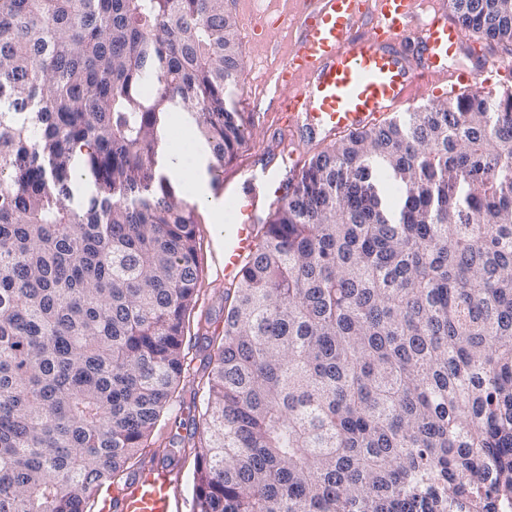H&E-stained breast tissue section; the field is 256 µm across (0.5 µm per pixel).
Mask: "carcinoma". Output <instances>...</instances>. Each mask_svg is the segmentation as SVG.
Listing matches in <instances>:
<instances>
[{
	"instance_id": "obj_1",
	"label": "carcinoma",
	"mask_w": 512,
	"mask_h": 512,
	"mask_svg": "<svg viewBox=\"0 0 512 512\" xmlns=\"http://www.w3.org/2000/svg\"><path fill=\"white\" fill-rule=\"evenodd\" d=\"M448 2L512 47V0ZM240 61L230 0H0V512H94L173 407L197 205L161 144L185 112L224 168ZM224 311L192 512H512V95L318 153Z\"/></svg>"
}]
</instances>
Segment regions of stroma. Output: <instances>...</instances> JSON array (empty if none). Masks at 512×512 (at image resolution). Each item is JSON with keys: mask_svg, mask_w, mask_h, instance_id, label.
Returning a JSON list of instances; mask_svg holds the SVG:
<instances>
[{"mask_svg": "<svg viewBox=\"0 0 512 512\" xmlns=\"http://www.w3.org/2000/svg\"><path fill=\"white\" fill-rule=\"evenodd\" d=\"M289 38L285 30L269 32L266 38L255 40L247 56L252 69L243 73L242 83L251 87L252 93L235 97L234 106L250 113L249 134L246 144L225 165L220 186L213 192L215 199H224L234 195L243 181H252L260 191L258 206L266 215L276 208L275 203L262 194L266 180L275 175L299 183L310 159L330 144L329 139L319 135L310 136L302 131L288 134L272 110V101L282 90L274 85L270 76L283 65ZM290 142L295 144L297 153L294 168L288 169L281 164V154ZM197 213L200 222L196 226V241L201 274L197 302L185 319V371L175 388V407L162 415L142 450L147 457L154 455L157 449L171 445L182 448L190 442L194 432L201 429L202 376L212 368L207 340L220 336L224 330L225 284L213 247L218 226L211 220L206 207H198Z\"/></svg>", "mask_w": 512, "mask_h": 512, "instance_id": "35a3bbf8", "label": "stroma"}]
</instances>
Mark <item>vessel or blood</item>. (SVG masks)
Here are the masks:
<instances>
[{
	"mask_svg": "<svg viewBox=\"0 0 512 512\" xmlns=\"http://www.w3.org/2000/svg\"><path fill=\"white\" fill-rule=\"evenodd\" d=\"M290 33L276 76L287 96L276 110L284 125L343 133L410 103L435 79L475 87L479 70L452 68L466 44L461 25L421 0H295L276 18ZM221 239L225 280H235L256 243L257 196L243 183ZM178 462L153 457L125 483L106 487L99 512H188Z\"/></svg>",
	"mask_w": 512,
	"mask_h": 512,
	"instance_id": "b4317fda",
	"label": "vessel or blood"
}]
</instances>
